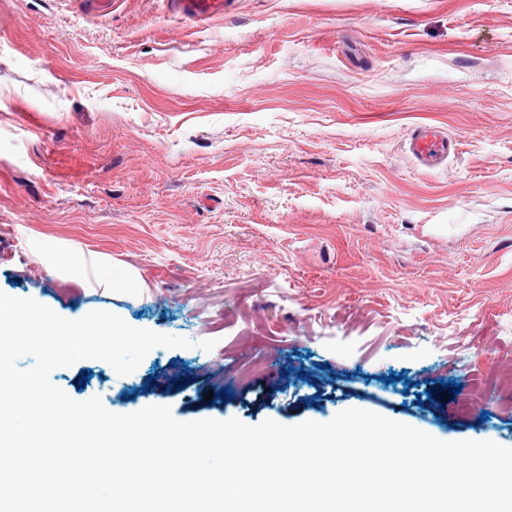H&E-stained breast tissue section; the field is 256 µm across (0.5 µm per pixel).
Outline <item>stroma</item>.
I'll use <instances>...</instances> for the list:
<instances>
[{"instance_id": "obj_1", "label": "stroma", "mask_w": 512, "mask_h": 512, "mask_svg": "<svg viewBox=\"0 0 512 512\" xmlns=\"http://www.w3.org/2000/svg\"><path fill=\"white\" fill-rule=\"evenodd\" d=\"M423 124L458 143L430 170ZM33 237L136 283L90 291ZM0 291L215 340L53 372L115 413L360 408L512 447V0H235L203 26L0 0Z\"/></svg>"}]
</instances>
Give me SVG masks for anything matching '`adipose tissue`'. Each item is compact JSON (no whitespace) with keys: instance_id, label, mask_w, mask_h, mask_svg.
<instances>
[{"instance_id":"adipose-tissue-1","label":"adipose tissue","mask_w":512,"mask_h":512,"mask_svg":"<svg viewBox=\"0 0 512 512\" xmlns=\"http://www.w3.org/2000/svg\"><path fill=\"white\" fill-rule=\"evenodd\" d=\"M32 249L48 256L64 274L80 280H91L102 287H117L129 280L128 272L117 270L111 261L73 250L49 238H34Z\"/></svg>"}]
</instances>
